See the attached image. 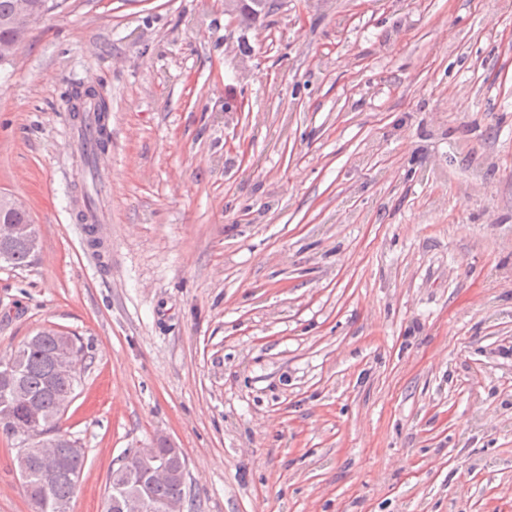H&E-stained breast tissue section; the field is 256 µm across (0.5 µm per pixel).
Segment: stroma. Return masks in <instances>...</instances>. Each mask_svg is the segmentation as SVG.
Instances as JSON below:
<instances>
[{
    "label": "stroma",
    "mask_w": 512,
    "mask_h": 512,
    "mask_svg": "<svg viewBox=\"0 0 512 512\" xmlns=\"http://www.w3.org/2000/svg\"><path fill=\"white\" fill-rule=\"evenodd\" d=\"M59 0L0 65V356H85L70 512L157 441L186 512H512V0ZM108 107L111 223L67 94ZM0 431V512H29ZM3 216H7L15 224L0 217V245L4 244L0 249V260L10 259V254L6 250L5 245L16 238H25L34 252L38 246V238L33 230V226L31 224H21L30 223L29 214L25 210H15L5 212Z\"/></svg>",
    "instance_id": "obj_1"
}]
</instances>
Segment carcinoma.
Masks as SVG:
<instances>
[{"instance_id":"obj_1","label":"carcinoma","mask_w":512,"mask_h":512,"mask_svg":"<svg viewBox=\"0 0 512 512\" xmlns=\"http://www.w3.org/2000/svg\"><path fill=\"white\" fill-rule=\"evenodd\" d=\"M28 5L29 12L41 17L45 12L58 6L49 0H0V46L19 44L31 27V23L20 15V3ZM96 105V126L93 138V151L83 154L85 167L93 170L94 158L108 148L106 130L105 100L94 101ZM12 256V264L23 266L31 258L27 243L16 240L8 245ZM83 356V348L78 339L68 333L54 328H45L27 338L6 359H0V365L11 364L16 368V376L23 395L13 399L5 392L0 383V414L6 412L16 422L23 419L22 401L28 397L36 401L42 410V419L38 434L40 438L35 444L53 442L60 465L53 473L40 469L34 470L26 484L30 490L40 496L42 512H64L74 496L80 475L85 467V453L72 451L77 441L60 431L57 426L60 415L66 409L64 401L73 395L80 382L76 376L71 380L53 378L58 359L68 357L77 359ZM186 480L177 474L168 481L151 489L153 498L160 503H171L177 506L184 503Z\"/></svg>"}]
</instances>
